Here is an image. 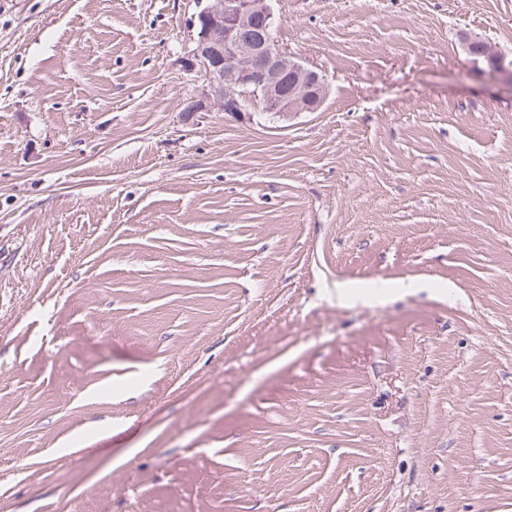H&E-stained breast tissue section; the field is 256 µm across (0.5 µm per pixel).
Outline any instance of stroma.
<instances>
[{
    "instance_id": "35a3bbf8",
    "label": "stroma",
    "mask_w": 512,
    "mask_h": 512,
    "mask_svg": "<svg viewBox=\"0 0 512 512\" xmlns=\"http://www.w3.org/2000/svg\"><path fill=\"white\" fill-rule=\"evenodd\" d=\"M273 10L289 120L194 0H0V512H512V0ZM194 1L199 8L194 25L200 26V33L191 61L203 72L206 89L192 112L207 111L211 99L224 112L252 108L282 116L315 112L323 105L326 79L279 43L271 0Z\"/></svg>"
}]
</instances>
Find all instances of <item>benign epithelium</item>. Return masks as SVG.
<instances>
[{
  "label": "benign epithelium",
  "instance_id": "benign-epithelium-1",
  "mask_svg": "<svg viewBox=\"0 0 512 512\" xmlns=\"http://www.w3.org/2000/svg\"><path fill=\"white\" fill-rule=\"evenodd\" d=\"M199 38L191 50L206 89L192 111L216 101L222 110L251 108L295 116L324 103V75L279 43L271 0H195Z\"/></svg>",
  "mask_w": 512,
  "mask_h": 512
}]
</instances>
